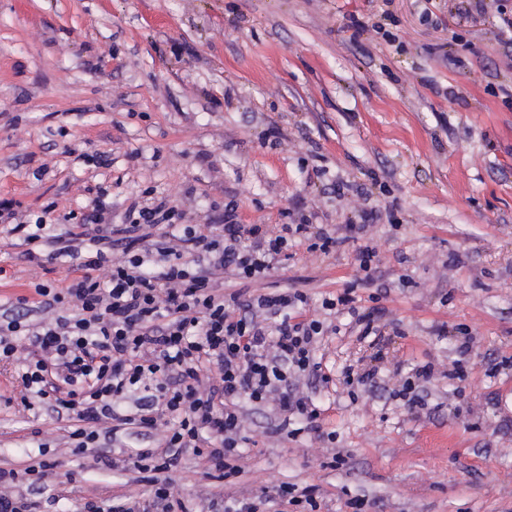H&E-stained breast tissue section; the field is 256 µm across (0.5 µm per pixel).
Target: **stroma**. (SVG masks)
Wrapping results in <instances>:
<instances>
[{
  "mask_svg": "<svg viewBox=\"0 0 512 512\" xmlns=\"http://www.w3.org/2000/svg\"><path fill=\"white\" fill-rule=\"evenodd\" d=\"M430 10L434 24L420 20ZM396 20L395 41L375 30ZM112 210L151 196L188 224L357 220L377 210L362 270L355 246L329 254L295 239L266 277L225 276V292L307 294L306 314L338 333L319 349L327 374L378 368L357 400L303 379L322 431L269 436L249 409L240 473L207 478L181 457L170 475L191 512L274 487L319 488V512H512V49L470 0H0V200L75 230L92 187ZM0 301L67 284L0 224ZM353 288L360 312L384 309L377 341L322 301ZM470 342L460 355L458 347ZM463 360L465 380L446 377ZM432 364L429 405L390 393ZM19 365L0 366V469L35 512H109L148 498L136 435L73 454L75 420L20 402ZM346 458L331 466L334 452ZM48 462L41 481L29 467Z\"/></svg>",
  "mask_w": 512,
  "mask_h": 512,
  "instance_id": "35a3bbf8",
  "label": "stroma"
}]
</instances>
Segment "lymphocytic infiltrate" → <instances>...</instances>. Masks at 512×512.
Wrapping results in <instances>:
<instances>
[{
	"instance_id": "1",
	"label": "lymphocytic infiltrate",
	"mask_w": 512,
	"mask_h": 512,
	"mask_svg": "<svg viewBox=\"0 0 512 512\" xmlns=\"http://www.w3.org/2000/svg\"><path fill=\"white\" fill-rule=\"evenodd\" d=\"M105 195L98 189L86 215L96 234L58 251L82 255L80 276L62 289L36 284V318L0 311V361L22 364V403L35 397L57 415L77 416L73 452L98 447L106 424L161 431L160 449L137 455L152 488L148 507L188 512L169 470L190 449L206 454L209 477L239 474L243 404H271L283 423L321 430L300 380L320 376L316 352L328 327L299 317L304 292L227 294L225 274L264 276L286 259L292 236L324 254L343 237L319 224H286L277 234L261 224H186L163 200L130 206L116 224ZM116 239L124 244L118 258L110 252ZM136 391L147 395L140 411L122 413Z\"/></svg>"
}]
</instances>
